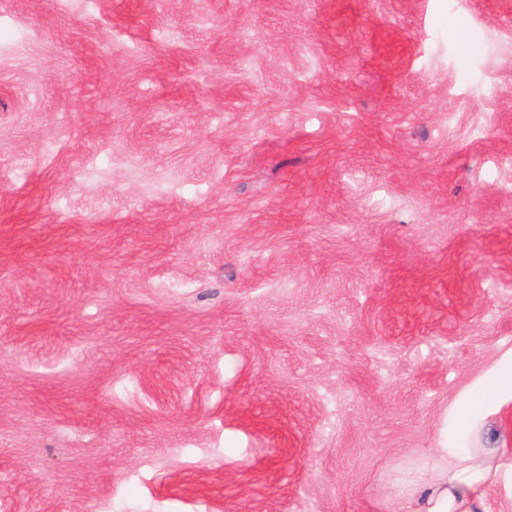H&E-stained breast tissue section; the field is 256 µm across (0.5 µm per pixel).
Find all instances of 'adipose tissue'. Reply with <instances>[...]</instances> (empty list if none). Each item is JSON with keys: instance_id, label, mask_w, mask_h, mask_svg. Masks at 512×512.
Returning <instances> with one entry per match:
<instances>
[{"instance_id": "ef3b65f1", "label": "adipose tissue", "mask_w": 512, "mask_h": 512, "mask_svg": "<svg viewBox=\"0 0 512 512\" xmlns=\"http://www.w3.org/2000/svg\"><path fill=\"white\" fill-rule=\"evenodd\" d=\"M505 395L512 396V362L499 367L495 380L479 398L458 408L455 426L466 442L478 440L487 409ZM506 454L503 448L467 452L454 447L442 449L432 478L413 492L404 512H486L488 491L497 480Z\"/></svg>"}]
</instances>
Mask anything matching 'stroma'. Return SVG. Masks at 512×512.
Returning a JSON list of instances; mask_svg holds the SVG:
<instances>
[{"label": "stroma", "instance_id": "stroma-1", "mask_svg": "<svg viewBox=\"0 0 512 512\" xmlns=\"http://www.w3.org/2000/svg\"><path fill=\"white\" fill-rule=\"evenodd\" d=\"M512 356V0H0V512H396Z\"/></svg>", "mask_w": 512, "mask_h": 512}]
</instances>
